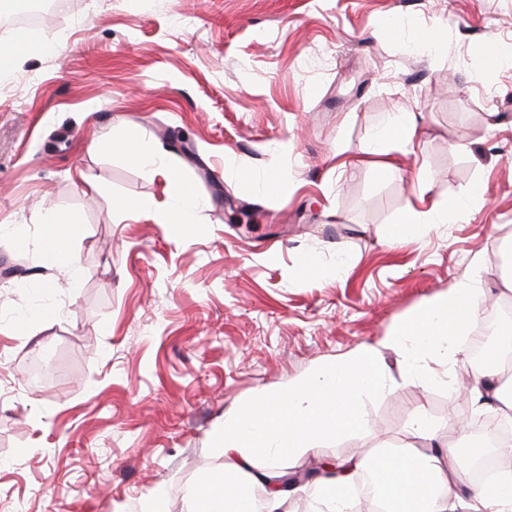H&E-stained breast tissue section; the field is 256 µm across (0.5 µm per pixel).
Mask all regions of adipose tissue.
<instances>
[{
	"label": "adipose tissue",
	"mask_w": 512,
	"mask_h": 512,
	"mask_svg": "<svg viewBox=\"0 0 512 512\" xmlns=\"http://www.w3.org/2000/svg\"><path fill=\"white\" fill-rule=\"evenodd\" d=\"M420 119L416 112L393 115L371 134L368 159L340 154L337 169L351 171L367 165L379 179L393 177L398 171L397 156L415 152L419 145ZM99 146L121 152L146 173L164 176L173 198L165 205L151 198L122 200L118 209L148 214L157 224L191 226L192 211L184 204L188 188L177 174L165 170L154 146L126 129L102 139ZM415 182L414 200L396 214L393 235L422 234L429 225L448 223L460 212L457 203L433 196L428 171L418 170ZM80 224V217L73 213L44 218V263L73 284L84 275L74 254ZM484 271L482 261L473 260L469 276L395 323L382 346H361L347 358L322 363L288 384L225 409L224 429L213 445L223 455L224 467L200 480L187 512H288L291 494L278 483L284 474L282 460L305 455L318 442L340 433L360 431L358 401L381 384V347L401 354L404 375L413 384L433 383L435 374L427 357L451 368L458 353L457 337L476 319L482 304ZM402 443L403 454L380 460L381 480L393 512H512L511 468L501 470L492 482L471 486L469 497L458 495L465 476L456 466L457 455L454 448L440 445L425 411L415 413ZM365 465V459L349 453L316 476V489L333 512H359L348 489ZM260 482L267 483L268 490L264 499L257 500L249 488Z\"/></svg>",
	"instance_id": "1"
}]
</instances>
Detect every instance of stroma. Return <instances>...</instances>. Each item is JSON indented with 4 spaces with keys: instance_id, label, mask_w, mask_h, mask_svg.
Returning a JSON list of instances; mask_svg holds the SVG:
<instances>
[{
    "instance_id": "obj_1",
    "label": "stroma",
    "mask_w": 512,
    "mask_h": 512,
    "mask_svg": "<svg viewBox=\"0 0 512 512\" xmlns=\"http://www.w3.org/2000/svg\"><path fill=\"white\" fill-rule=\"evenodd\" d=\"M432 29L440 47L425 48ZM30 44L0 32V512H141L163 493L186 512L226 408L379 342L480 258L486 299L512 225V0H70ZM423 115L416 153L380 181L336 171L371 130ZM134 127L193 188L179 230L117 201L168 200L162 176L96 150ZM424 167L465 217L388 242ZM292 183L261 196L239 170ZM480 186L481 199L469 192ZM79 213L85 279L53 292L43 215ZM313 260L307 281L297 269ZM50 308L25 331L30 308ZM53 342L57 375L28 363ZM382 386L359 401L363 430L283 461L320 471L403 438L417 408L461 442L456 395L408 383L382 353Z\"/></svg>"
}]
</instances>
